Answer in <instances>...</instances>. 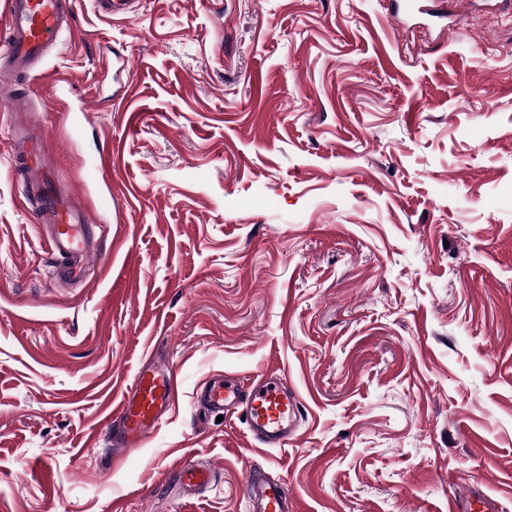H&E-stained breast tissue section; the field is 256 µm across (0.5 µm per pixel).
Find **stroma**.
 <instances>
[{
    "instance_id": "obj_1",
    "label": "stroma",
    "mask_w": 512,
    "mask_h": 512,
    "mask_svg": "<svg viewBox=\"0 0 512 512\" xmlns=\"http://www.w3.org/2000/svg\"><path fill=\"white\" fill-rule=\"evenodd\" d=\"M11 83L107 269L52 277L0 98V512H245L253 469L297 512L474 487L512 512V10L459 0L446 31L391 0H77ZM101 150L120 224L82 178ZM156 352L179 401L114 463L105 417ZM275 370L302 401L286 447L194 404ZM187 459L216 468L191 498Z\"/></svg>"
}]
</instances>
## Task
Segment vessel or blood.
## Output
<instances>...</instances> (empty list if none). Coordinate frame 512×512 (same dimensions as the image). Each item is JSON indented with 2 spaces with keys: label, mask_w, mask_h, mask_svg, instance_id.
<instances>
[{
  "label": "vessel or blood",
  "mask_w": 512,
  "mask_h": 512,
  "mask_svg": "<svg viewBox=\"0 0 512 512\" xmlns=\"http://www.w3.org/2000/svg\"><path fill=\"white\" fill-rule=\"evenodd\" d=\"M74 0H9L0 37V68L26 71L60 43L71 30ZM10 132L9 159L20 172L23 195L32 206L37 224L61 282L82 280L87 266L102 256L85 212L64 194L56 170L49 162V143L38 132L27 111L12 108L7 117ZM107 157H99L84 172L85 180L101 183L104 199L113 217H122V206L105 182ZM179 375L169 361L156 358L135 370L132 382L112 411L107 442L114 458L120 459L144 447L160 430L174 409L179 393ZM196 404L208 411L237 416L251 439L263 448L287 446L298 429L301 399L290 377L274 371L257 375L246 386L214 379L196 392ZM213 467L185 463L178 470L183 491L192 495L214 478ZM283 482L250 474L246 512H292ZM448 512H498V503L488 495L471 493L454 501Z\"/></svg>",
  "instance_id": "1"
}]
</instances>
